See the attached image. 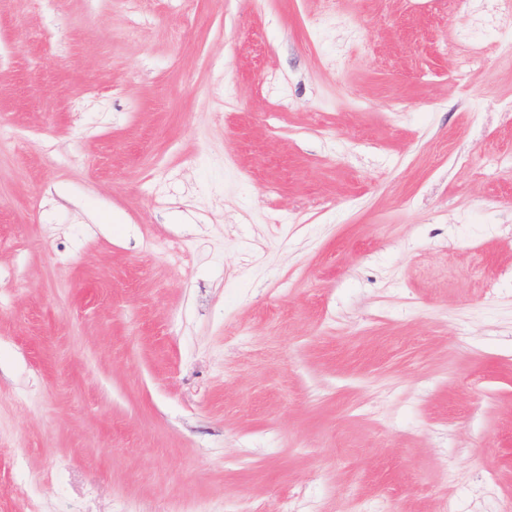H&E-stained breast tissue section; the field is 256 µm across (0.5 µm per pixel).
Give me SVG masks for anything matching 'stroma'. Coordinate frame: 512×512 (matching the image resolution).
<instances>
[{
  "label": "stroma",
  "mask_w": 512,
  "mask_h": 512,
  "mask_svg": "<svg viewBox=\"0 0 512 512\" xmlns=\"http://www.w3.org/2000/svg\"><path fill=\"white\" fill-rule=\"evenodd\" d=\"M490 9L0 0V512H512Z\"/></svg>",
  "instance_id": "1"
}]
</instances>
